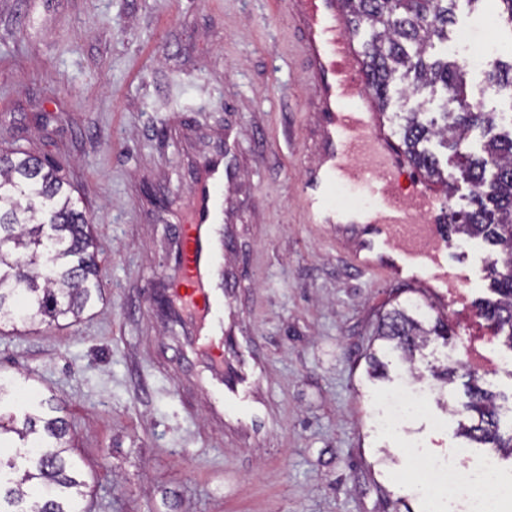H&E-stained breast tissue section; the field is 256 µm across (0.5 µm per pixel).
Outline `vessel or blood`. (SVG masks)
I'll list each match as a JSON object with an SVG mask.
<instances>
[{
	"label": "vessel or blood",
	"mask_w": 512,
	"mask_h": 512,
	"mask_svg": "<svg viewBox=\"0 0 512 512\" xmlns=\"http://www.w3.org/2000/svg\"><path fill=\"white\" fill-rule=\"evenodd\" d=\"M292 8L304 35L321 122L322 158L302 193L309 223L363 225L356 259L363 271H374L385 249L398 248L415 288L433 304L447 303L448 290L464 279L439 248L448 228L415 220L416 214L433 213L443 197L441 188L424 178L410 194L397 190L395 173L403 157L367 92L362 52L349 34L342 0H292ZM238 175L233 144L222 138L199 172L189 201L190 219L181 227L173 309L179 314L191 308L201 311L203 327L187 328L183 338V353L197 365L187 380L209 393L215 420H223L225 412L236 413L237 430L248 442L266 417L260 376L242 355L237 368L224 370V339L237 321L226 277L225 193ZM340 184L366 190L380 200V207L367 210L333 199L331 191Z\"/></svg>",
	"instance_id": "b4317fda"
}]
</instances>
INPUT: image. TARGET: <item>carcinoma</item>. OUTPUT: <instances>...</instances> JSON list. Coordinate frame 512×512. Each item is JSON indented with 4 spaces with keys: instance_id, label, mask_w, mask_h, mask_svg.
Returning a JSON list of instances; mask_svg holds the SVG:
<instances>
[{
    "instance_id": "obj_1",
    "label": "carcinoma",
    "mask_w": 512,
    "mask_h": 512,
    "mask_svg": "<svg viewBox=\"0 0 512 512\" xmlns=\"http://www.w3.org/2000/svg\"><path fill=\"white\" fill-rule=\"evenodd\" d=\"M351 29L366 26L363 43L368 90L380 111L391 89L407 99L442 92L441 120H425L426 102L402 116L400 135L409 161L443 186L452 199L448 170L428 148L435 142L449 152L470 185V209L448 206V223L467 239L481 237L512 256V132L492 133L495 116L472 104L466 92L467 68L459 59L436 55L448 42V25L458 11L482 0H344ZM488 77L512 88V63L497 61ZM477 136L481 152L464 143ZM94 225L65 188L56 169L16 147L0 153V325L71 324L103 299ZM495 300L479 304L481 316L504 336L512 350V269L489 270ZM419 307L397 305L381 319L377 336L415 361L416 351L433 339L448 343V322L417 314ZM468 400L461 412L470 424L465 437L512 456V426L501 430L493 394L469 376ZM61 408L38 395L19 401L14 379L0 376V512H87V482L68 457L69 426Z\"/></svg>"
}]
</instances>
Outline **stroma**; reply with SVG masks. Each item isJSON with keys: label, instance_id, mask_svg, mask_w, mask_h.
Listing matches in <instances>:
<instances>
[{"label": "stroma", "instance_id": "1", "mask_svg": "<svg viewBox=\"0 0 512 512\" xmlns=\"http://www.w3.org/2000/svg\"><path fill=\"white\" fill-rule=\"evenodd\" d=\"M301 42L290 0H0V151L58 167L93 217L105 285L72 326L0 331V374L60 400L91 512H432L405 456L486 454L456 434L467 371L433 378L445 360L433 345L416 359L433 390L426 413L395 435L377 426L407 377L393 362L371 374L378 322L430 303L391 271L358 269L356 228L307 221L301 188L321 134ZM468 92L512 131V91L478 71ZM227 128L239 318L224 345L252 347L272 416L246 447L213 425L198 389L174 388L183 325L154 304L175 279L198 169ZM444 246L469 275L445 312L453 344L489 336L506 353L474 319L499 251L453 233Z\"/></svg>", "mask_w": 512, "mask_h": 512}]
</instances>
